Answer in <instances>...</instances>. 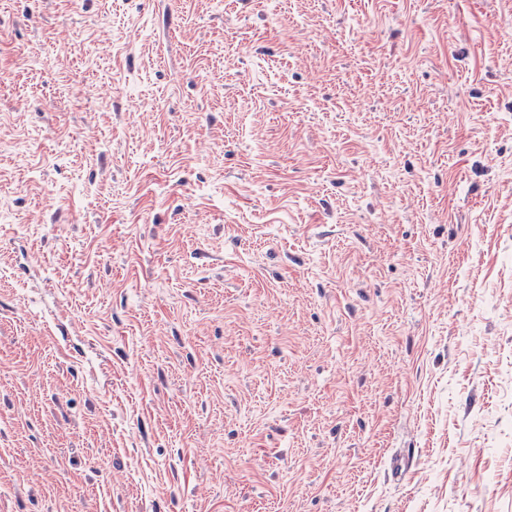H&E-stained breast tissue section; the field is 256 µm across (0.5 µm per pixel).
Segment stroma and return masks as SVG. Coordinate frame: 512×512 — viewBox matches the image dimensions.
Masks as SVG:
<instances>
[{
    "instance_id": "35a3bbf8",
    "label": "stroma",
    "mask_w": 512,
    "mask_h": 512,
    "mask_svg": "<svg viewBox=\"0 0 512 512\" xmlns=\"http://www.w3.org/2000/svg\"><path fill=\"white\" fill-rule=\"evenodd\" d=\"M0 512H512V0H0Z\"/></svg>"
}]
</instances>
